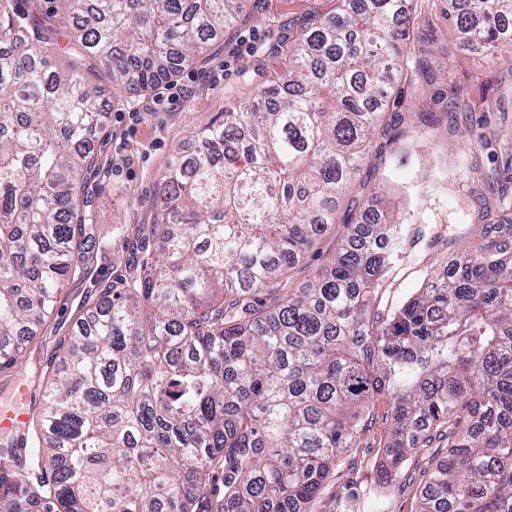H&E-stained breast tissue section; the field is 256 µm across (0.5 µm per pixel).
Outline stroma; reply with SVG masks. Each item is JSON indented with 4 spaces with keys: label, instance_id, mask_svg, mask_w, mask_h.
Masks as SVG:
<instances>
[{
    "label": "stroma",
    "instance_id": "obj_1",
    "mask_svg": "<svg viewBox=\"0 0 512 512\" xmlns=\"http://www.w3.org/2000/svg\"><path fill=\"white\" fill-rule=\"evenodd\" d=\"M412 23L407 53L394 74V109L402 117L396 135L384 147L379 169L363 173L369 186L381 188L391 206L405 217L406 258L390 280L385 303L405 298L423 279L429 265L458 261L462 246L480 241L483 210L500 195H512L511 184L489 186L492 154L512 151V138L494 141L492 150L471 152L469 141L441 131L413 141L407 130L416 122V94L432 102L440 121H447L450 92L467 97L472 112L457 115L458 126L478 121L503 126L501 95L512 88L501 83L498 68L487 67L458 38L448 17V0H411ZM336 12V0H249L244 19L229 41L212 42L192 66L149 93L112 91L97 150L100 168L90 186L97 206L96 239L87 267L69 279L40 336L23 345V367L0 374V408H9L19 386H36L55 357L57 342L69 339L88 317L103 284L127 276L142 226L155 220L151 208L160 186L158 176L174 148L196 123L224 109V88L239 81L244 68L263 70L266 80L285 70L286 45L300 30ZM433 63L431 75L420 65ZM372 425L363 435L353 471H336L326 483L315 512H369L366 503L385 501L388 512H415L414 463L394 478L384 477L380 461L395 416L386 397L375 400Z\"/></svg>",
    "mask_w": 512,
    "mask_h": 512
}]
</instances>
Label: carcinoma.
Returning a JSON list of instances; mask_svg holds the SVG:
<instances>
[{
    "label": "carcinoma",
    "instance_id": "1",
    "mask_svg": "<svg viewBox=\"0 0 512 512\" xmlns=\"http://www.w3.org/2000/svg\"><path fill=\"white\" fill-rule=\"evenodd\" d=\"M17 2L0 0V372L95 240L103 84L153 90L237 27L246 0H62L63 48ZM404 2L338 0L288 41L281 78L247 70L193 148L177 146L154 245L102 287L48 374L26 448L42 477L0 461V512H312L382 395L388 477L446 451L422 472L417 512H512V218L486 214L474 251L389 308L403 225L358 197L337 219L372 141L392 137ZM448 13L471 52L512 59V0H448ZM467 133L476 150L497 136ZM338 225L339 250L293 287Z\"/></svg>",
    "mask_w": 512,
    "mask_h": 512
}]
</instances>
